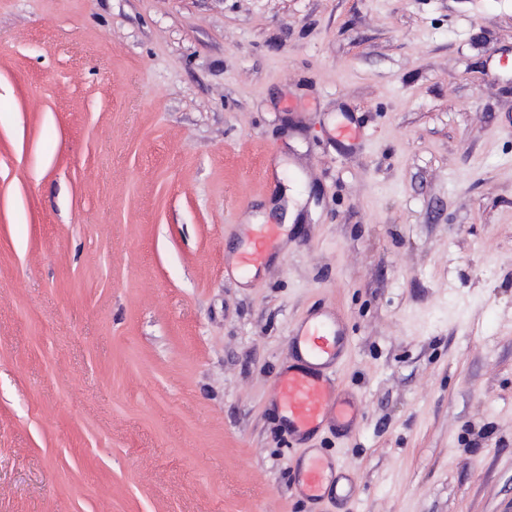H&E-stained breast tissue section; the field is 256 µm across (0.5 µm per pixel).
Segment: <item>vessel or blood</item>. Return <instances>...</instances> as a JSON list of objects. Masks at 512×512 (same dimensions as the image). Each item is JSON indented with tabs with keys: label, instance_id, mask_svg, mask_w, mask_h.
Here are the masks:
<instances>
[{
	"label": "vessel or blood",
	"instance_id": "vessel-or-blood-1",
	"mask_svg": "<svg viewBox=\"0 0 512 512\" xmlns=\"http://www.w3.org/2000/svg\"><path fill=\"white\" fill-rule=\"evenodd\" d=\"M276 237L272 228L255 237L241 253V265L253 267L266 262ZM347 343L345 326L332 311L325 318L305 321L292 331V360L276 377L274 400L295 442L317 434L330 417L335 418L338 431L348 433L355 428L357 410L340 382L328 373L329 367L340 362ZM332 477L331 463L319 457L309 458L298 471L297 489L305 497L320 498Z\"/></svg>",
	"mask_w": 512,
	"mask_h": 512
}]
</instances>
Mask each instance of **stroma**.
I'll use <instances>...</instances> for the list:
<instances>
[{
	"mask_svg": "<svg viewBox=\"0 0 512 512\" xmlns=\"http://www.w3.org/2000/svg\"><path fill=\"white\" fill-rule=\"evenodd\" d=\"M0 512H512V0H0ZM277 233L274 228H267L263 233L255 237L248 247L240 255L241 266H260L271 256ZM348 338L339 315L329 311L326 319L307 320L291 333L292 362L276 377L274 400L288 423V432L299 445L317 434L328 415L336 420V431L351 432L357 409L326 369L339 364ZM332 477L333 467L328 461L319 457L303 459L296 478L297 490L308 498H322L324 485L330 484Z\"/></svg>",
	"mask_w": 512,
	"mask_h": 512,
	"instance_id": "obj_1",
	"label": "stroma"
}]
</instances>
